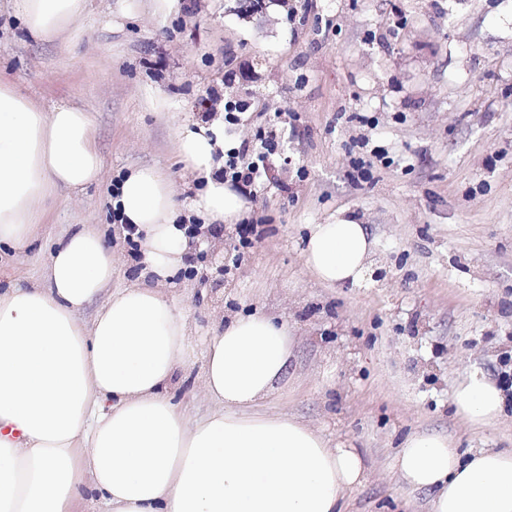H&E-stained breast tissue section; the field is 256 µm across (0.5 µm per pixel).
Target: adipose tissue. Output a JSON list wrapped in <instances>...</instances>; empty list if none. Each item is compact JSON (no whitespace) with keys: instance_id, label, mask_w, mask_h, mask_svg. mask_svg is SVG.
Listing matches in <instances>:
<instances>
[{"instance_id":"obj_1","label":"adipose tissue","mask_w":512,"mask_h":512,"mask_svg":"<svg viewBox=\"0 0 512 512\" xmlns=\"http://www.w3.org/2000/svg\"><path fill=\"white\" fill-rule=\"evenodd\" d=\"M86 6L18 0L16 15L45 43ZM223 149V118L181 127L176 152L203 178L184 204L155 167L121 175L112 204L141 235L139 282L112 289V248L87 224L53 241L40 280L0 291V512H71L86 486L104 512H341L345 492L366 480L357 448L258 412L293 355L275 317L232 316L208 340L210 416L187 424L173 400L187 323L164 290L195 244L187 224H231L246 211L242 195L214 174ZM102 173L90 112L43 106L0 81V248L22 251L58 190L80 195ZM373 245L366 225L316 224L303 261L321 283L355 285ZM104 292L92 323H82L79 312ZM453 402L467 421L488 424L503 395L472 372ZM395 467L409 488L434 492V512H512V452L464 459L447 437L416 434Z\"/></svg>"}]
</instances>
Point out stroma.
Segmentation results:
<instances>
[{
  "instance_id": "stroma-1",
  "label": "stroma",
  "mask_w": 512,
  "mask_h": 512,
  "mask_svg": "<svg viewBox=\"0 0 512 512\" xmlns=\"http://www.w3.org/2000/svg\"><path fill=\"white\" fill-rule=\"evenodd\" d=\"M136 2L121 20L118 0H89L46 44L24 40L11 0H0V80L37 103L91 112L104 162L80 197L47 204L35 241L0 257V289L36 279L49 242L78 224L98 225L111 244L113 287L135 282L140 268L112 221L113 180L153 166L191 196L179 124L246 101L224 145L276 133L262 177L242 192L265 233L229 274L235 225L204 233L188 258L196 275L169 285L193 350L174 399L190 424L214 412L208 339L235 313L276 316L295 356L261 411L358 448L369 477L345 493V512H432V493L397 474L407 437L445 435L465 455L512 451V0H264L258 13L240 0H181L165 20ZM147 89L159 107L147 106ZM364 138L390 162L354 181ZM340 221L368 226L384 281L328 286L306 269L310 225ZM475 370L505 397L479 427L453 403Z\"/></svg>"
}]
</instances>
